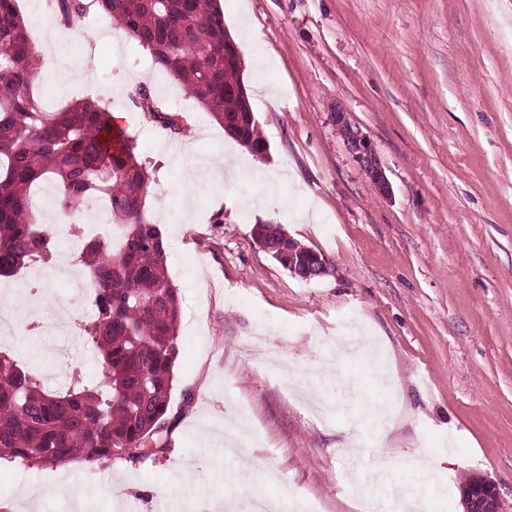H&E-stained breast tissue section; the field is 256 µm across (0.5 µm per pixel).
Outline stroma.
I'll return each mask as SVG.
<instances>
[{"instance_id":"35a3bbf8","label":"stroma","mask_w":512,"mask_h":512,"mask_svg":"<svg viewBox=\"0 0 512 512\" xmlns=\"http://www.w3.org/2000/svg\"><path fill=\"white\" fill-rule=\"evenodd\" d=\"M269 150L255 157L123 30L92 14L38 65L45 106L93 98L124 113L165 210L168 273L183 306L168 449L141 463L0 459V512H225L261 495L320 512H464L460 490L493 480L512 505V0H220ZM263 66H256V59ZM174 110L173 134L135 106L138 85ZM373 140L381 194L331 114ZM221 157L238 177L172 193L183 158ZM257 224L327 263L291 274L252 239ZM0 277V350L103 376L87 337L33 335L60 304H89L67 249ZM247 425L251 470L224 446ZM435 464L434 479L415 460ZM124 486L125 496L111 488Z\"/></svg>"}]
</instances>
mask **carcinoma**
<instances>
[{
  "label": "carcinoma",
  "mask_w": 512,
  "mask_h": 512,
  "mask_svg": "<svg viewBox=\"0 0 512 512\" xmlns=\"http://www.w3.org/2000/svg\"><path fill=\"white\" fill-rule=\"evenodd\" d=\"M55 10L66 29L91 13L118 23L231 138L263 155L267 143L243 83L239 49L226 42L218 0H55ZM37 56L17 0H0V276L53 258L54 240L39 229L32 209L31 189L42 181L53 184L58 210L69 218L93 197H105L122 233L117 251L91 238L76 258L93 306L84 332L103 360L102 380L90 384L75 374L66 387L50 390L39 370L0 351V453L51 465L76 459L104 465L114 456L143 462L168 447L181 316L163 235L146 209L150 176L107 108L92 101L56 112L42 107ZM133 101L180 132L148 87L139 86ZM253 236L294 275L322 260L279 224H257Z\"/></svg>",
  "instance_id": "obj_1"
}]
</instances>
